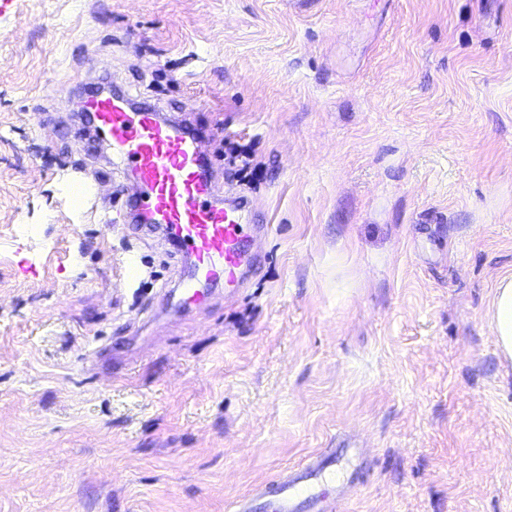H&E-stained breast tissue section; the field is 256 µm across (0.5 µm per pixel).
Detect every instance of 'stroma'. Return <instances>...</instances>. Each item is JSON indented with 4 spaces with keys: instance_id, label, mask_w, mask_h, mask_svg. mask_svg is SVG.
<instances>
[{
    "instance_id": "stroma-1",
    "label": "stroma",
    "mask_w": 512,
    "mask_h": 512,
    "mask_svg": "<svg viewBox=\"0 0 512 512\" xmlns=\"http://www.w3.org/2000/svg\"><path fill=\"white\" fill-rule=\"evenodd\" d=\"M96 79L213 126L237 296L160 314L121 171L74 208ZM505 275L512 0H0V512H233L343 448V512H512ZM490 323L500 353L512 359V276L500 278L494 288Z\"/></svg>"
}]
</instances>
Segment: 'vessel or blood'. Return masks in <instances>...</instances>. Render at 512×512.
Returning a JSON list of instances; mask_svg holds the SVG:
<instances>
[{
  "label": "vessel or blood",
  "instance_id": "vessel-or-blood-1",
  "mask_svg": "<svg viewBox=\"0 0 512 512\" xmlns=\"http://www.w3.org/2000/svg\"><path fill=\"white\" fill-rule=\"evenodd\" d=\"M104 141L130 169L138 191L123 217L161 232L181 249V298L176 311L204 304L210 282L235 288L248 264L245 249L251 211L226 201L212 178L202 130L168 116L157 107L95 91L85 103ZM335 458H314L257 486L253 498L237 501L238 512H253L263 503L268 512H323Z\"/></svg>",
  "mask_w": 512,
  "mask_h": 512
}]
</instances>
